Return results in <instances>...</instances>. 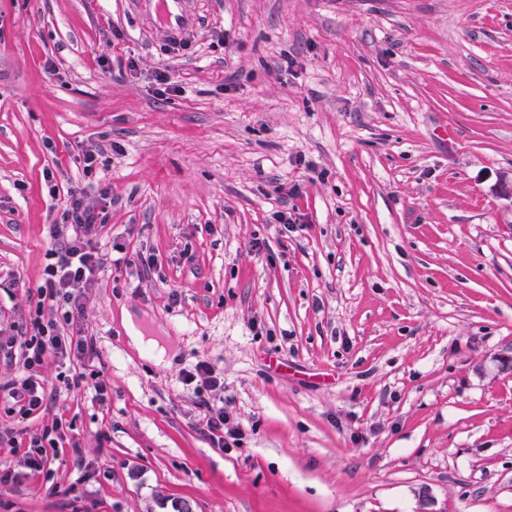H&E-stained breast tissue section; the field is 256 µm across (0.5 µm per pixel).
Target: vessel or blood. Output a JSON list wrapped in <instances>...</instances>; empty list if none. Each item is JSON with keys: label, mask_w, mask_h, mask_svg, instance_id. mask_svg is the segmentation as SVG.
I'll return each mask as SVG.
<instances>
[{"label": "vessel or blood", "mask_w": 512, "mask_h": 512, "mask_svg": "<svg viewBox=\"0 0 512 512\" xmlns=\"http://www.w3.org/2000/svg\"><path fill=\"white\" fill-rule=\"evenodd\" d=\"M198 0H133L135 12L143 25L157 39L170 41L185 37L201 22Z\"/></svg>", "instance_id": "1"}]
</instances>
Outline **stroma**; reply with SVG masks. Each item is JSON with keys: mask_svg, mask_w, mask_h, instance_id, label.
<instances>
[{"mask_svg": "<svg viewBox=\"0 0 512 512\" xmlns=\"http://www.w3.org/2000/svg\"><path fill=\"white\" fill-rule=\"evenodd\" d=\"M199 10L166 46L132 0H0V325L69 190H109L92 241L155 262L89 290L104 402L0 399V427L67 425L43 471L0 442V512H512V0ZM203 358L227 452L182 382ZM186 385L195 384L199 408L198 424L212 444L221 451L237 448L242 440V429L237 418L229 407L224 406V379L215 372L214 367L206 359L199 360L191 370L183 373ZM205 392L213 393L205 396Z\"/></svg>", "mask_w": 512, "mask_h": 512, "instance_id": "35a3bbf8", "label": "stroma"}]
</instances>
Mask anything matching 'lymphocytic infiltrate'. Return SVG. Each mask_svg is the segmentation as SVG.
<instances>
[{
  "label": "lymphocytic infiltrate",
  "mask_w": 512,
  "mask_h": 512,
  "mask_svg": "<svg viewBox=\"0 0 512 512\" xmlns=\"http://www.w3.org/2000/svg\"><path fill=\"white\" fill-rule=\"evenodd\" d=\"M99 205V200L85 192L70 194L61 223L53 227L56 247L48 253L44 284L38 290L29 331L18 336L0 329V352L9 354L16 349L22 352V373L8 388V395L21 415L40 412L50 391L67 393L89 384L97 396L107 392L103 377L88 381L86 373L70 365L71 360H84L95 351L93 340L83 333L81 317L94 277L107 261L106 253L88 238L99 218ZM48 358L68 365L51 385L37 377L39 366ZM183 381L194 388L198 424L212 444L223 451L239 447L242 429L232 410L224 404V380L211 363L199 360L184 372Z\"/></svg>",
  "instance_id": "f902f5d3"
}]
</instances>
